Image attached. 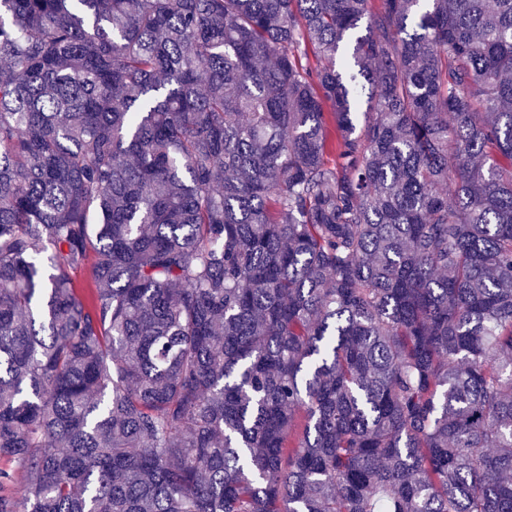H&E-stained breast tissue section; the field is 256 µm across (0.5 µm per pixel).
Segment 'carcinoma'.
<instances>
[{
	"instance_id": "1",
	"label": "carcinoma",
	"mask_w": 512,
	"mask_h": 512,
	"mask_svg": "<svg viewBox=\"0 0 512 512\" xmlns=\"http://www.w3.org/2000/svg\"><path fill=\"white\" fill-rule=\"evenodd\" d=\"M0 64V512H512V0H0Z\"/></svg>"
}]
</instances>
